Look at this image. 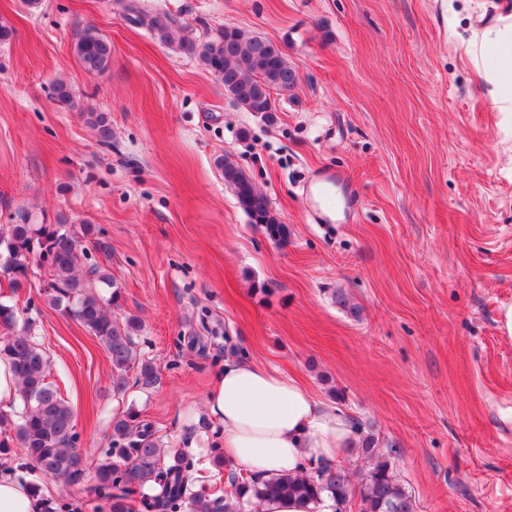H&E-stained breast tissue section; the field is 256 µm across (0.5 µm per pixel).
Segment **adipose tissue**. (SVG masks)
Returning <instances> with one entry per match:
<instances>
[{
    "label": "adipose tissue",
    "instance_id": "obj_1",
    "mask_svg": "<svg viewBox=\"0 0 512 512\" xmlns=\"http://www.w3.org/2000/svg\"><path fill=\"white\" fill-rule=\"evenodd\" d=\"M481 42L497 49L490 95L505 106L512 102V30L489 28ZM206 407L223 427L225 459L263 478L337 460L357 445L342 414L322 408L303 383L245 356L225 361Z\"/></svg>",
    "mask_w": 512,
    "mask_h": 512
}]
</instances>
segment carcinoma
Returning a JSON list of instances; mask_svg holds the SVG:
<instances>
[{
    "label": "carcinoma",
    "mask_w": 512,
    "mask_h": 512,
    "mask_svg": "<svg viewBox=\"0 0 512 512\" xmlns=\"http://www.w3.org/2000/svg\"><path fill=\"white\" fill-rule=\"evenodd\" d=\"M129 19L151 29L160 42L176 44L199 58L224 85L235 106L276 119L274 95L293 91L298 75L287 56L273 42L236 26H224L198 48L183 35V24L170 13L145 12L138 0H124ZM73 54L88 72L102 73L110 65L112 44L94 29L84 30L74 42ZM86 120L103 141L112 136L105 114L89 111ZM224 184L253 224L278 244L288 243V225L281 223L266 195L237 164L225 157L218 161ZM47 255L48 275L43 296L49 306L95 336L106 348L112 364V392L126 391L129 379L143 389L158 380V368L141 359L133 335L138 320L117 319L120 289L109 269L96 255H109L111 245L103 231L92 224H8L0 227V276L13 288L28 278L31 265L40 261L37 250ZM0 359L7 362L18 384L21 407L0 411V430L15 432V440L46 476L75 483L82 476L81 452L74 433L73 410L46 382L48 360L25 326L18 327L14 306L0 302ZM96 489L109 490L112 512H127L126 501L135 488L147 483L158 493L143 501L148 512H240L250 502L279 497L306 499L318 504L328 498L333 512H414L411 497L393 473L388 461L378 460L365 474L360 502L354 503L348 468L320 463L301 474H280L269 479H242L231 471L229 490L222 498L190 492L194 464L180 450L169 453L155 438L152 423L128 412L112 421L108 450L97 463ZM358 510H353V506Z\"/></svg>",
    "instance_id": "obj_1"
}]
</instances>
